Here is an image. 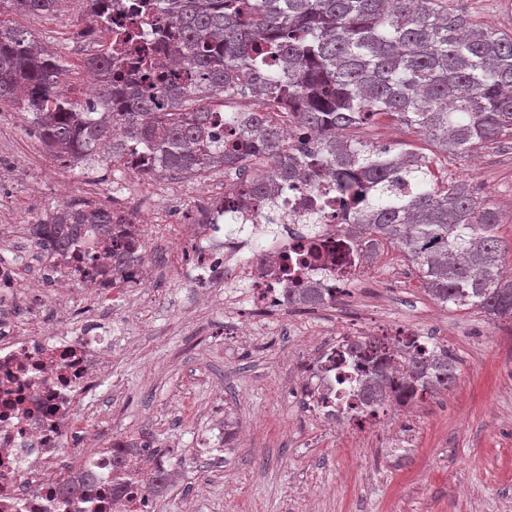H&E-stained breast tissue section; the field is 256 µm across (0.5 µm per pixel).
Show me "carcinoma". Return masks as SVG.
<instances>
[{"instance_id": "cac0c4a2", "label": "carcinoma", "mask_w": 512, "mask_h": 512, "mask_svg": "<svg viewBox=\"0 0 512 512\" xmlns=\"http://www.w3.org/2000/svg\"><path fill=\"white\" fill-rule=\"evenodd\" d=\"M453 0H159L170 23L169 50L183 70H161L164 44L140 40L147 17L128 28L130 66L112 72V50L98 67L94 102L69 100L58 88L66 63L29 32L0 19V101H14L56 160L93 161L109 147L114 164L143 154L146 177H193L214 168L240 174L229 197L272 200L283 183L336 180L344 196L338 231L364 233L369 251L383 241L404 253L422 285L443 305L467 306L512 321V277L502 270L500 213L456 179L439 182L442 159L512 138V31L458 12ZM59 0H0L12 9L52 15ZM250 99L252 111L229 112L225 136L206 93ZM286 113L301 137L288 141ZM385 117L429 139L431 155L345 139L339 133ZM126 216L89 202L66 204L30 227L44 251L68 248L78 228L106 236ZM327 305L317 288L288 289V306ZM360 355V393L376 412L391 398L417 401L451 387L457 364L445 349L427 356L404 347L390 362ZM137 445L112 442L121 466Z\"/></svg>"}]
</instances>
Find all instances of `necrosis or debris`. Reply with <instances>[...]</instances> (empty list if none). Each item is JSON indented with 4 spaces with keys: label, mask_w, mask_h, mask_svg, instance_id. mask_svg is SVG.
Listing matches in <instances>:
<instances>
[{
    "label": "necrosis or debris",
    "mask_w": 512,
    "mask_h": 512,
    "mask_svg": "<svg viewBox=\"0 0 512 512\" xmlns=\"http://www.w3.org/2000/svg\"><path fill=\"white\" fill-rule=\"evenodd\" d=\"M337 199L328 179L311 189L283 187L276 200L281 229L267 237L259 223L265 203L240 205L237 224L229 226L223 197L212 198L188 234L180 275L207 298L228 281L246 283V307L225 312L243 339L253 333L254 315L287 311L288 290L296 283L313 284L328 300L345 295L368 274L369 258L360 242L337 232ZM112 236L132 248L135 259L127 266L113 269L110 244L86 224L69 250L48 253L37 280L22 286L7 257L9 243L0 242V512H159L152 490L156 469H169L170 483L179 479L164 457H133L125 470H114L111 449L97 448L98 436L85 423L87 398L109 371L112 325L90 319L71 327L70 298L76 292L91 300L117 298L152 285L144 262L152 244L146 223L114 225ZM313 244L321 246L322 257L307 256ZM47 290L55 320L41 323L34 307L17 315L20 302ZM353 338L346 330L323 341L301 364L294 389L331 429L352 425L360 405L356 373L346 359ZM79 448L91 449L87 464L100 479L72 498L64 486L68 458ZM119 480L125 487L116 496L112 487Z\"/></svg>",
    "instance_id": "necrosis-or-debris-1"
}]
</instances>
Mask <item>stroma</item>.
Returning a JSON list of instances; mask_svg holds the SVG:
<instances>
[{"label":"stroma","mask_w":512,"mask_h":512,"mask_svg":"<svg viewBox=\"0 0 512 512\" xmlns=\"http://www.w3.org/2000/svg\"><path fill=\"white\" fill-rule=\"evenodd\" d=\"M11 26L34 34L68 64V96L83 102L84 61L103 44L68 13L7 12ZM114 167L98 160L63 167L35 137L14 105L0 104V225L42 218L63 202L111 204ZM449 176L468 181L504 220L498 234L512 247V140L453 156ZM206 185L178 176L128 174L123 204L154 227L149 255L154 288L125 303L86 301L112 321V374L92 396L90 420L101 440L145 435L171 450L184 468L181 499L203 512H512V322L443 306L422 287L396 248H383L359 288L330 315L292 309L251 345L225 335L224 310L191 307L193 290L176 272L164 235L188 223ZM401 325L443 341L458 365L448 390L417 402L412 419L384 415L337 434L281 387L326 329ZM225 416L223 467L192 450L199 425L190 409Z\"/></svg>","instance_id":"35a3bbf8"}]
</instances>
